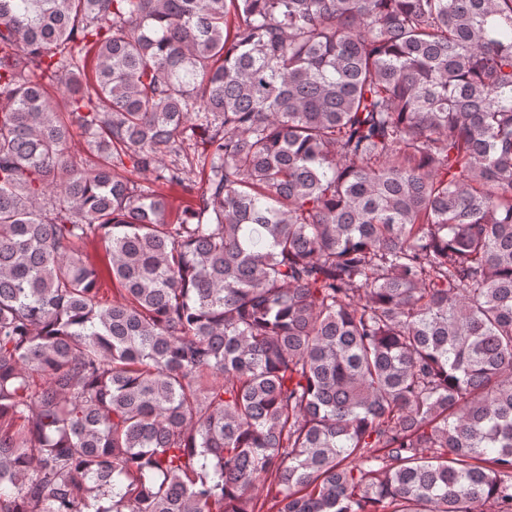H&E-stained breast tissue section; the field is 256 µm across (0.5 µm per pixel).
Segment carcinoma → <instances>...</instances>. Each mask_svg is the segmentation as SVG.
<instances>
[{
    "label": "carcinoma",
    "mask_w": 512,
    "mask_h": 512,
    "mask_svg": "<svg viewBox=\"0 0 512 512\" xmlns=\"http://www.w3.org/2000/svg\"><path fill=\"white\" fill-rule=\"evenodd\" d=\"M479 505L512 512V0H0V512Z\"/></svg>",
    "instance_id": "cac0c4a2"
}]
</instances>
